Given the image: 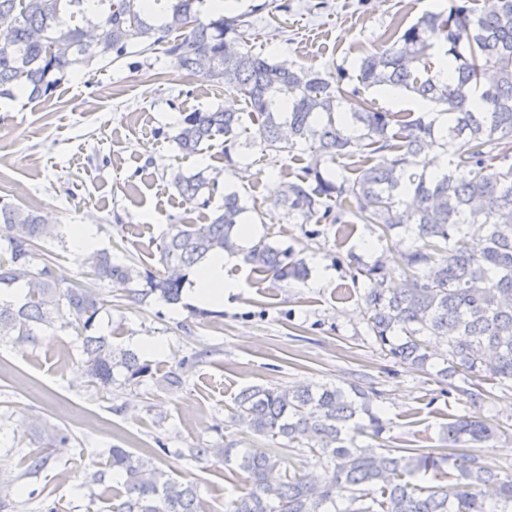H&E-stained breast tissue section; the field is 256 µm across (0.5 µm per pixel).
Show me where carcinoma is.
Segmentation results:
<instances>
[{"mask_svg": "<svg viewBox=\"0 0 512 512\" xmlns=\"http://www.w3.org/2000/svg\"><path fill=\"white\" fill-rule=\"evenodd\" d=\"M203 0H0V98L22 89L36 100L53 94L78 66L111 63L131 46L145 55L163 47L174 63L194 76L222 84L244 97L246 108L194 110L187 113L173 141L184 157L224 144L225 158L237 138L256 129L253 140L275 151H293L305 143L310 163L298 182H289L274 207L305 220L342 223L350 216L379 229L394 241L390 260L401 269L390 277L386 262L368 265L349 257L364 291L367 332L386 355L410 365L452 390L459 376L462 393L483 399V383H512V0L481 12L477 0H450L439 12L428 11L405 29L396 28L386 45L360 59L357 85L343 86L253 52L239 28L242 15H221L207 22L196 4ZM438 51L452 61L441 80L422 77L420 67ZM405 90L433 105L429 121L404 112L373 107L361 90ZM439 148L451 156L447 169L430 173L427 154ZM360 155L364 164L355 179L341 172L326 177L322 166ZM379 154L383 161L367 167ZM498 165L495 179L482 171ZM177 192L195 199L214 179L201 170L190 176L171 173ZM338 213H333V208ZM246 208L237 193L224 201L206 224H181L163 237L162 275H146L148 289L129 300L140 303L159 294L169 304L181 299L185 270L213 253L242 256L244 264L273 282L304 280L308 268L287 249L264 237L242 248L238 224ZM36 211L0 199V291L19 287L23 300L0 299V336L36 342L34 326L68 317L65 326L82 336L85 365L92 382L106 387L113 369L124 368L135 380L149 372L138 355L117 349L105 336H91L103 300L78 288H60L51 261L33 269L31 258L44 237ZM477 228L481 242L470 232ZM100 279L131 280L140 272L115 264L106 250L85 258ZM448 345L436 358L428 339ZM375 388L358 383L243 389L234 400L231 421L252 435L271 441L266 448L235 452L231 448H189L185 457H211L234 464L247 474L245 492L230 512H512V475L485 467L468 449L501 434L480 419L462 416L442 430L441 447L394 448L375 445L387 431L372 405ZM307 449L326 461L324 476L284 475L272 484L268 475L284 463L278 439ZM46 449L30 451L25 474L47 465ZM450 464L458 475L451 486L423 487L417 480ZM124 477L123 491L111 512H204L196 488L159 469L142 455L112 447L104 467L88 484L105 482L109 473ZM348 492L340 509L336 492Z\"/></svg>", "mask_w": 512, "mask_h": 512, "instance_id": "1", "label": "carcinoma"}]
</instances>
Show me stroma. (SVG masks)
Segmentation results:
<instances>
[{
	"mask_svg": "<svg viewBox=\"0 0 512 512\" xmlns=\"http://www.w3.org/2000/svg\"><path fill=\"white\" fill-rule=\"evenodd\" d=\"M449 0H235L241 32L254 51L339 78L377 51L396 23L448 8ZM244 100L223 86L188 76L163 51L136 48L111 64L71 71L52 96L26 93L0 99V199L37 209L52 229L31 259L52 261L65 286L104 301L91 332L137 352L148 374L92 384L82 342L63 320L36 326L37 343L0 338V481L10 493L0 512H108L111 484L86 477L111 447L149 455L180 482L194 483L207 512H226L245 489L241 470L222 461L194 462L189 448H262L263 437L241 433L230 419L235 397L251 386L344 385L380 391L388 448H436L443 427L460 415L512 424V389L487 385L478 404L410 366L395 363L366 336L363 280L350 256L366 262L387 248L373 225L342 227L288 218L274 209L282 186L298 181L310 161L303 150L263 149L240 135L231 153L216 146L180 158L171 135L191 111ZM218 174L213 204L238 192L245 223L292 251L309 269L302 281L272 282L239 257H229L226 280L237 290L223 308L196 316L188 299L169 304L152 295L132 303L146 273L161 271L160 244L175 224H204L210 215L172 187L174 169ZM92 223L98 248L135 266L128 282L90 275L68 237L72 224ZM156 340L160 353L143 349ZM181 376L169 384L170 373ZM57 440L38 475H25V455L46 437Z\"/></svg>",
	"mask_w": 512,
	"mask_h": 512,
	"instance_id": "obj_1",
	"label": "stroma"
}]
</instances>
